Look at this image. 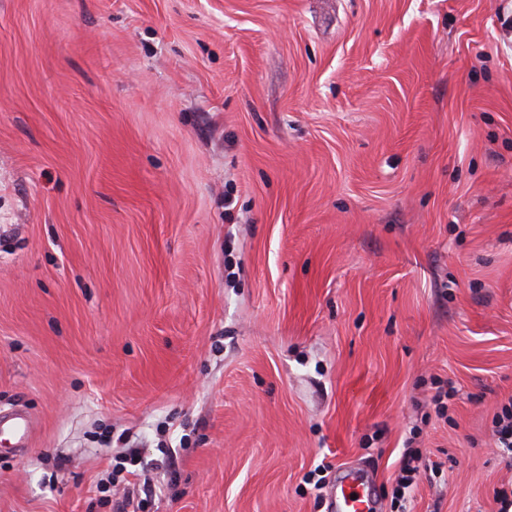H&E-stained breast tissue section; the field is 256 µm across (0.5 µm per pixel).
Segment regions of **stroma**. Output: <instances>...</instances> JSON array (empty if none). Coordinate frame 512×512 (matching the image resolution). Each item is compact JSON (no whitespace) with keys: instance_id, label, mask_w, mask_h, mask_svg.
I'll return each mask as SVG.
<instances>
[{"instance_id":"35a3bbf8","label":"stroma","mask_w":512,"mask_h":512,"mask_svg":"<svg viewBox=\"0 0 512 512\" xmlns=\"http://www.w3.org/2000/svg\"><path fill=\"white\" fill-rule=\"evenodd\" d=\"M511 397L512 0H0V512L130 446L145 512H498ZM492 436L496 447L512 450V397L494 414ZM31 420L22 412H16L1 420L0 433H10L18 439L19 445H24L31 432ZM420 460L421 457L418 450L409 447L403 453L397 477V492L402 496L405 494L406 489L418 483L421 477ZM366 478L358 473L348 476V481L336 489L332 499L333 512H378V502L364 485ZM357 495L356 499L351 496Z\"/></svg>"}]
</instances>
